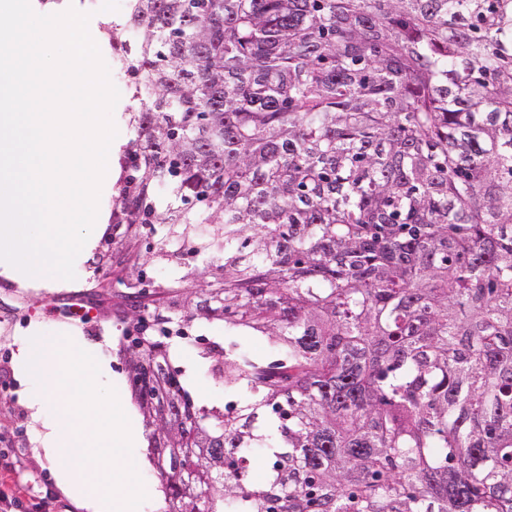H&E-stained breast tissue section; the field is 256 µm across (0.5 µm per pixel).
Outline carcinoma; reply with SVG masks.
I'll return each instance as SVG.
<instances>
[{
  "label": "carcinoma",
  "mask_w": 512,
  "mask_h": 512,
  "mask_svg": "<svg viewBox=\"0 0 512 512\" xmlns=\"http://www.w3.org/2000/svg\"><path fill=\"white\" fill-rule=\"evenodd\" d=\"M99 31L131 77L112 223L151 260L207 224L222 271L120 343L162 512H512V0H127ZM195 319L277 358L204 349L199 406L165 342Z\"/></svg>",
  "instance_id": "obj_1"
}]
</instances>
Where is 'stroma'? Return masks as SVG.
Here are the masks:
<instances>
[{
    "label": "stroma",
    "instance_id": "1",
    "mask_svg": "<svg viewBox=\"0 0 512 512\" xmlns=\"http://www.w3.org/2000/svg\"><path fill=\"white\" fill-rule=\"evenodd\" d=\"M123 226H115L101 242L92 271L74 287L52 293L19 290L0 283V512H83L55 486L50 461L37 457L28 413L16 390L12 353L21 332L36 319L77 324L84 337L101 344L112 356V370L120 380L128 374L118 341L137 324L127 303L133 289L112 272V256L126 247L144 251L145 241L128 242ZM196 237L176 241L179 256L155 261L144 270L154 286L176 284L194 268L207 267V259L195 253ZM170 363L179 370L184 388L196 403L223 400L224 390L211 375L195 370L200 349L223 345L224 324L197 320L184 325L183 333L170 336Z\"/></svg>",
    "mask_w": 512,
    "mask_h": 512
}]
</instances>
